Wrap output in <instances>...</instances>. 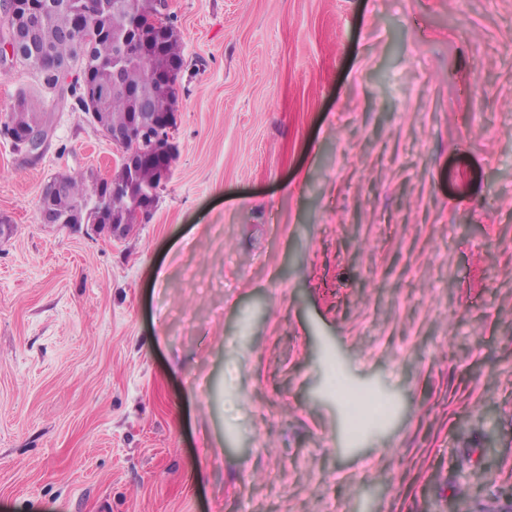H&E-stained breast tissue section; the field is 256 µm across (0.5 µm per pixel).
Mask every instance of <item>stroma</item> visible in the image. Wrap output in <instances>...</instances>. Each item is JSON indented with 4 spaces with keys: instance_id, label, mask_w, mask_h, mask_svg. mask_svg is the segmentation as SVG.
<instances>
[{
    "instance_id": "obj_1",
    "label": "stroma",
    "mask_w": 512,
    "mask_h": 512,
    "mask_svg": "<svg viewBox=\"0 0 512 512\" xmlns=\"http://www.w3.org/2000/svg\"><path fill=\"white\" fill-rule=\"evenodd\" d=\"M171 175L45 224L120 153L75 98L0 137V512L512 502V0H173ZM381 418L351 431L333 384ZM22 96L25 98L26 108L23 110H11L5 116V122L10 124L16 131H23L28 128L27 131L17 135L14 131L8 130L7 127L1 125L0 136L10 139L16 145L17 150L34 160L40 158L44 152L47 144L48 129L43 114L37 113L39 110L35 100L29 96L28 99L24 94ZM34 114L36 115L30 126V120Z\"/></svg>"
}]
</instances>
